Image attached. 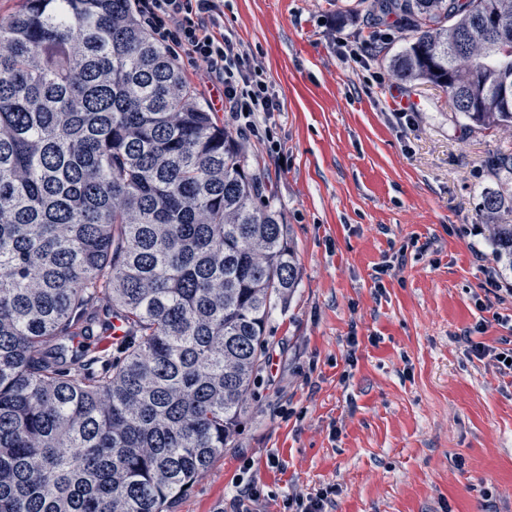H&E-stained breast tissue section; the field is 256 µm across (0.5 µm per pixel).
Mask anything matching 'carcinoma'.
<instances>
[{
  "mask_svg": "<svg viewBox=\"0 0 512 512\" xmlns=\"http://www.w3.org/2000/svg\"><path fill=\"white\" fill-rule=\"evenodd\" d=\"M396 77L512 128V0H369ZM512 271V148L486 160ZM290 227L133 0L0 16V512H174L242 423ZM123 324L113 358L98 344Z\"/></svg>",
  "mask_w": 512,
  "mask_h": 512,
  "instance_id": "carcinoma-1",
  "label": "carcinoma"
}]
</instances>
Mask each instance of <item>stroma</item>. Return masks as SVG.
Instances as JSON below:
<instances>
[{
	"mask_svg": "<svg viewBox=\"0 0 512 512\" xmlns=\"http://www.w3.org/2000/svg\"><path fill=\"white\" fill-rule=\"evenodd\" d=\"M224 26L283 105V163L246 146L291 227L301 281L270 316L242 425L177 512H228L241 478L262 487L264 512L326 486L334 512H512V377L461 340L483 320L479 341L497 345L493 316L512 315V298L487 311L474 298L489 271L512 288L475 232L484 162L512 132H468L445 91L396 78L403 42L360 0H224ZM374 34V56L346 58ZM405 98L409 127L395 113Z\"/></svg>",
	"mask_w": 512,
	"mask_h": 512,
	"instance_id": "1",
	"label": "stroma"
}]
</instances>
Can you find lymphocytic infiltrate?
<instances>
[{
    "instance_id": "obj_1",
    "label": "lymphocytic infiltrate",
    "mask_w": 512,
    "mask_h": 512,
    "mask_svg": "<svg viewBox=\"0 0 512 512\" xmlns=\"http://www.w3.org/2000/svg\"><path fill=\"white\" fill-rule=\"evenodd\" d=\"M135 4L140 22L174 55L195 64L203 86L218 91L223 110L232 112L240 134L271 139L267 119L281 111L282 104L241 42L221 23L224 0H135Z\"/></svg>"
}]
</instances>
